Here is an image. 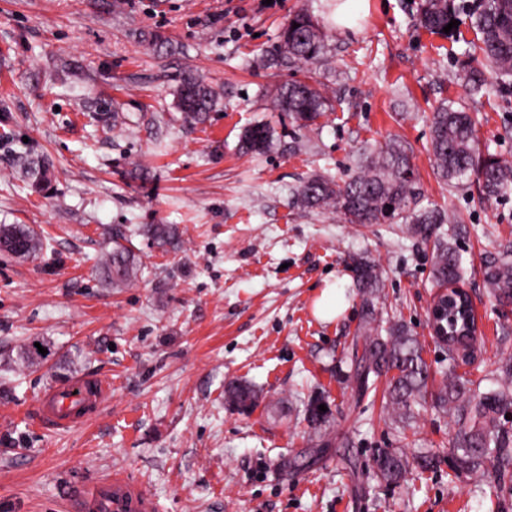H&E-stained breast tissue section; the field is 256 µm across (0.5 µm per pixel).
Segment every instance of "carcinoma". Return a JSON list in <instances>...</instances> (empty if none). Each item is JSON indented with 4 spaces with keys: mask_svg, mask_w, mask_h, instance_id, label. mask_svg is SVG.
<instances>
[{
    "mask_svg": "<svg viewBox=\"0 0 512 512\" xmlns=\"http://www.w3.org/2000/svg\"><path fill=\"white\" fill-rule=\"evenodd\" d=\"M455 0H421L420 25L441 32L451 20L459 19ZM471 27L479 34L474 51L463 52L458 76L466 92L476 96L487 91L494 76L507 86L512 83V0H477L468 10ZM298 27H293V24ZM324 39L318 24L305 12L290 19L281 43L275 48L300 62H311L324 54ZM216 90L189 75L176 90L177 107L189 124L205 122L217 104ZM280 112L288 113L298 129L317 125L330 110L329 96L305 81H292L277 89L274 101ZM273 129L255 124L245 130L241 148L247 153L270 150ZM431 150L436 174L448 186L465 183L477 186L485 198H505L512 194V162L503 160L481 146L472 113L453 102L442 103L433 112ZM420 191L408 150L401 142L364 148L361 170L338 183L324 175L307 178L297 189L299 211L332 210L349 224H410L416 235L428 236L429 226L449 224L448 233L433 241L432 278L439 288L464 280L455 240L465 231L463 224L439 208H420ZM142 232L153 244L168 252L177 246L176 231L168 224H149ZM127 232L112 230V248L104 255L105 278L118 288L128 285L139 271L136 254L125 242ZM44 249L43 239L22 224H0V251L18 256H35ZM356 284L361 290L366 318L356 336L363 353L355 378L360 389L369 380L388 378V399L401 418L413 414L414 406L428 392L430 373L422 348L402 324L385 325L376 307L380 274L371 260L351 259ZM483 280L489 294L500 304H512V241L500 242L483 260ZM503 383L496 389L481 390V382L446 375L435 393L439 406L450 412L458 430L453 441V467L458 472L476 473L491 465L498 477L500 493L512 495V357L499 367ZM227 402L248 409L256 404V393L248 386L231 382L225 387ZM409 461L399 452L382 450L373 457L376 477L398 481L407 472Z\"/></svg>",
    "mask_w": 512,
    "mask_h": 512,
    "instance_id": "obj_1",
    "label": "carcinoma"
}]
</instances>
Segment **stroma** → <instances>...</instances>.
<instances>
[{
    "mask_svg": "<svg viewBox=\"0 0 512 512\" xmlns=\"http://www.w3.org/2000/svg\"><path fill=\"white\" fill-rule=\"evenodd\" d=\"M417 8L368 0L339 29L336 0H0V224L50 240L31 258L0 252V512H76L116 474L159 512H512L494 473L452 474L451 414L429 399L399 418L384 382L363 392L353 379L363 315L350 255L377 263L379 306L418 340L433 378L447 371L429 322L431 242L406 224L295 206L310 175L347 179L360 148L400 141L421 206L467 227L458 248L480 330L475 362L457 372L494 387L512 357V304L490 296L480 266L493 240H512V196L448 188L433 170L430 119L442 102L466 104L482 142L512 162V88L469 98L457 56L475 32L464 21L450 36L430 32ZM300 10L319 23L324 55L260 66ZM188 74L220 93L193 126L175 98ZM294 80L317 82L335 107L302 131L273 106ZM257 123L273 127V148L242 152ZM32 157L49 162L41 191L22 176ZM148 224L173 225L181 250H158L138 232ZM115 227L133 229L141 264L124 288L100 265ZM329 282L346 307L323 320L314 301ZM34 341L46 353L24 364ZM90 378L112 384L97 413L69 430L40 422L43 392ZM231 381L258 391L254 407L227 403ZM315 393L329 411L318 427L305 419ZM384 449L435 465L387 483L372 473Z\"/></svg>",
    "mask_w": 512,
    "mask_h": 512,
    "instance_id": "1",
    "label": "stroma"
}]
</instances>
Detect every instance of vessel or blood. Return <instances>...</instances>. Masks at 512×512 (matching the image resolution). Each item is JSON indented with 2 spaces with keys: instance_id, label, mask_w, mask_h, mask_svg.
Instances as JSON below:
<instances>
[{
  "instance_id": "obj_1",
  "label": "vessel or blood",
  "mask_w": 512,
  "mask_h": 512,
  "mask_svg": "<svg viewBox=\"0 0 512 512\" xmlns=\"http://www.w3.org/2000/svg\"><path fill=\"white\" fill-rule=\"evenodd\" d=\"M112 394V385L97 380L95 392H88L83 382L56 386L38 400L43 424L63 430L83 421L85 407L98 406ZM80 512H157L154 497L127 478L115 476L88 490L78 504Z\"/></svg>"
}]
</instances>
